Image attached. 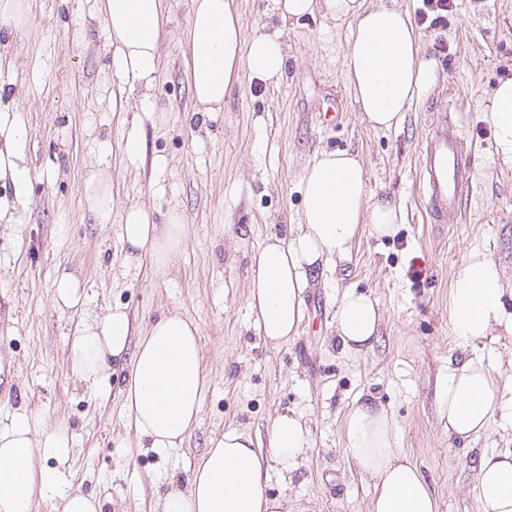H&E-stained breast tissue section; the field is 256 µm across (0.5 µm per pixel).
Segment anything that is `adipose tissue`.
I'll return each instance as SVG.
<instances>
[{"label":"adipose tissue","instance_id":"obj_1","mask_svg":"<svg viewBox=\"0 0 512 512\" xmlns=\"http://www.w3.org/2000/svg\"><path fill=\"white\" fill-rule=\"evenodd\" d=\"M112 47V74L120 88L151 95L161 67L166 0H97ZM268 16L279 27L245 34L234 0H192L185 33L184 65L200 111L220 110L241 72L279 81L287 53L284 25L323 14L355 21L345 53L354 102L374 129L399 126L415 98L436 79V65L420 52L421 35L409 13L392 4L365 6L364 0H269ZM492 128L496 153L512 164V76L499 79L480 104ZM17 113H0V180L10 182L14 201L0 199V219L11 203H24L31 179ZM300 220L285 235H270L251 257L248 306L266 345L281 347L299 334L306 292L318 271L335 266L363 228L379 237L395 234L402 221L399 203L371 199L365 169L356 153L323 151L307 164L300 180ZM178 211L166 224L136 203L124 212L121 236L130 252L148 255L158 272H168L185 241ZM512 289L489 259L467 263L450 289V316L460 345L512 335ZM57 308L81 310L69 339L72 374L98 392L116 362H128L123 388V422L141 447L167 456L182 447L202 410L206 375L200 328L178 312L161 315L144 336L133 337L128 313L119 306L87 314L84 286L75 277L56 278ZM381 314L370 294L347 290L336 309V335L344 351L358 354L378 339ZM443 412L448 433L464 445L486 435L497 417L512 416V378L503 377L484 355L473 354L448 368ZM350 461L374 482L371 512H437L433 492L418 467L398 448V424L371 400H355L345 418ZM266 442L235 429L212 437L192 469L186 488H171L161 512H288L287 500L266 491L270 470L296 471L312 442L307 422L291 411L276 414ZM75 441L65 422H47L39 410H24L0 425V512H38L58 493L60 512H99L94 496L68 489ZM46 460V467L35 464ZM477 512H512V451L481 454L472 487Z\"/></svg>","mask_w":512,"mask_h":512}]
</instances>
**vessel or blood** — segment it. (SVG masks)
Segmentation results:
<instances>
[{
    "mask_svg": "<svg viewBox=\"0 0 512 512\" xmlns=\"http://www.w3.org/2000/svg\"><path fill=\"white\" fill-rule=\"evenodd\" d=\"M420 179L430 223L453 221L468 193L472 168L457 117L444 100L430 109L427 138L421 148Z\"/></svg>",
    "mask_w": 512,
    "mask_h": 512,
    "instance_id": "obj_1",
    "label": "vessel or blood"
}]
</instances>
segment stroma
<instances>
[{"mask_svg": "<svg viewBox=\"0 0 512 512\" xmlns=\"http://www.w3.org/2000/svg\"><path fill=\"white\" fill-rule=\"evenodd\" d=\"M29 2L23 26L0 28V56L13 63L0 111L20 113L33 172L27 205L0 222V305L19 311L0 332L17 390L0 398V420L24 407L65 420L76 436L72 487L95 494L101 512H159V495L169 482L186 484L212 436L228 427L264 434L270 417L289 410L308 421L313 442L292 478L271 473L268 494H286L289 512H370L374 482L351 464L344 432L354 400L368 397L396 417L399 446L433 487L438 512H476L472 467L483 452L512 449V427L494 426L465 448L439 409L448 361L463 355L450 319L454 276L486 258L512 287V168L498 159L477 106L512 76V0H453L437 24L421 25L436 84L390 131L371 129L353 101L344 64L351 19L318 14L289 28L282 80L241 74L223 109L203 114L183 61L191 0H168L161 76L146 106L139 93L112 91L95 0ZM447 96L462 111L474 180L458 219L432 224L419 153L427 110ZM320 112L337 118L320 122ZM135 121L143 154L133 161L122 143ZM334 149L359 154L369 193L399 201L403 223L386 238L362 231L309 289L298 338L274 349L249 312L250 257L267 235L297 223L303 170ZM158 155L167 160L161 170L152 166ZM93 167L112 185L104 223L84 194ZM135 202L159 224L170 208L182 215L187 240L168 274H157L148 256L126 259L122 216ZM64 272L85 286L91 312L121 306L141 329L178 311L199 325L208 388L183 448L163 458L127 434L124 368L115 367L105 397L71 373L68 342L79 315L52 304ZM350 288L369 292L383 313L378 342L360 355L346 353L335 332L337 304Z\"/></svg>", "mask_w": 512, "mask_h": 512, "instance_id": "35a3bbf8", "label": "stroma"}]
</instances>
